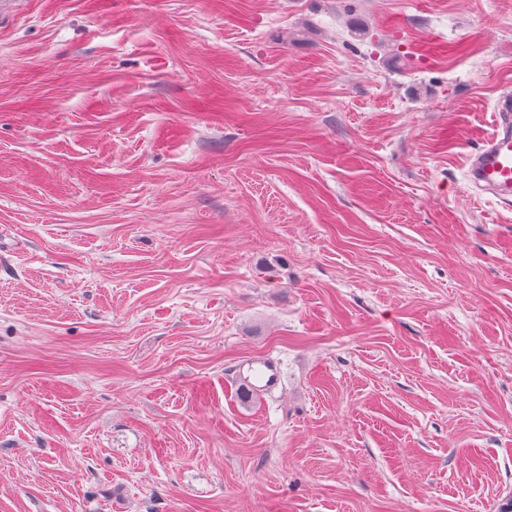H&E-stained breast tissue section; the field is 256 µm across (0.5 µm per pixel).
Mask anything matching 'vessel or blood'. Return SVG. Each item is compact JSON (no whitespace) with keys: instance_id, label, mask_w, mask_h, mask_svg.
<instances>
[{"instance_id":"vessel-or-blood-1","label":"vessel or blood","mask_w":512,"mask_h":512,"mask_svg":"<svg viewBox=\"0 0 512 512\" xmlns=\"http://www.w3.org/2000/svg\"><path fill=\"white\" fill-rule=\"evenodd\" d=\"M466 176L472 188L512 198V99L499 100L493 130L466 161ZM282 381L279 364L267 357L245 360L237 375L238 388L260 396L275 390Z\"/></svg>"}]
</instances>
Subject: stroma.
Here are the masks:
<instances>
[{
    "label": "stroma",
    "instance_id": "35a3bbf8",
    "mask_svg": "<svg viewBox=\"0 0 512 512\" xmlns=\"http://www.w3.org/2000/svg\"><path fill=\"white\" fill-rule=\"evenodd\" d=\"M508 96L512 0H0V512H512ZM472 188L492 192L499 199L512 198V99L499 100L493 130L466 161ZM282 381L279 364L269 357L249 358L239 368L237 387L251 396L275 390Z\"/></svg>",
    "mask_w": 512,
    "mask_h": 512
}]
</instances>
